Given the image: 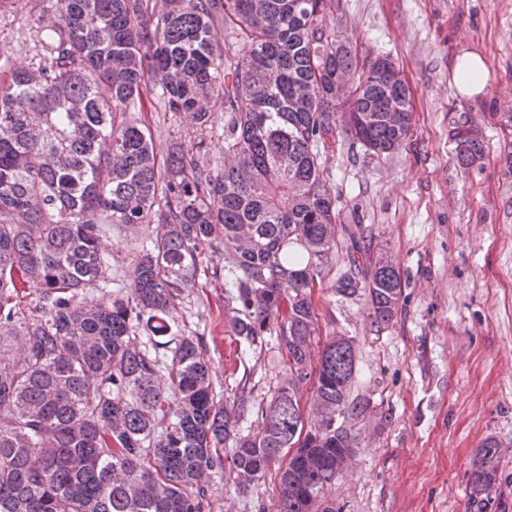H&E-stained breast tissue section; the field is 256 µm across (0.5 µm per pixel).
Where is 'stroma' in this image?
Here are the masks:
<instances>
[{"mask_svg": "<svg viewBox=\"0 0 512 512\" xmlns=\"http://www.w3.org/2000/svg\"><path fill=\"white\" fill-rule=\"evenodd\" d=\"M30 6L0 14V63L36 61ZM327 22L358 58L390 56L413 97L414 124L390 156L344 139L324 157L340 212L339 250L314 302L320 352L355 339L352 396L370 407L354 420L360 447L331 497L338 512H473L469 474L482 443L501 449L495 512H512V0H334ZM483 57L488 83L466 98L452 85L457 56ZM475 125L485 155L460 167L456 123ZM397 265L400 311L372 325L363 295L337 293L350 274L351 240ZM175 316L216 342L215 386L238 368L224 290L195 288Z\"/></svg>", "mask_w": 512, "mask_h": 512, "instance_id": "1", "label": "stroma"}]
</instances>
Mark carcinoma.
I'll return each instance as SVG.
<instances>
[{"label": "carcinoma", "instance_id": "carcinoma-1", "mask_svg": "<svg viewBox=\"0 0 512 512\" xmlns=\"http://www.w3.org/2000/svg\"><path fill=\"white\" fill-rule=\"evenodd\" d=\"M50 2L31 21L37 64L0 78V512H214L224 470L246 496L273 467L276 512H336L328 491L357 448L347 422L369 403L350 398L353 337L312 352L314 283L338 248L322 157L338 132L393 153L412 128L409 87L337 41L332 0ZM153 112L187 115L197 136L157 158ZM218 112L223 165L207 146ZM453 139L463 165L483 151L466 121ZM114 224L142 234L116 294ZM221 249L209 277L227 286L239 363L286 356L268 401L254 365L216 389L204 337L173 316ZM352 262L365 280L336 292L364 290L389 324L397 266L368 245ZM500 458L487 439L474 512L496 503Z\"/></svg>", "mask_w": 512, "mask_h": 512}]
</instances>
